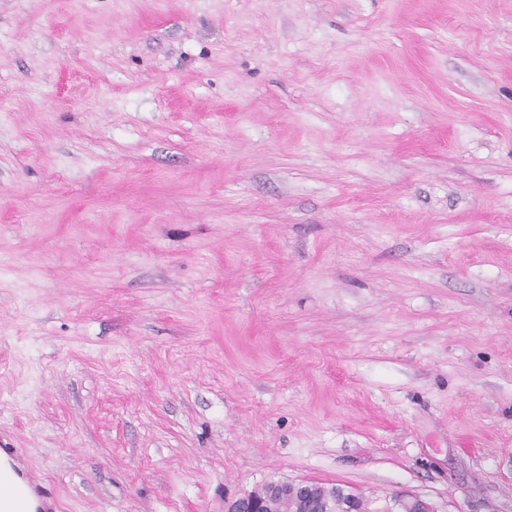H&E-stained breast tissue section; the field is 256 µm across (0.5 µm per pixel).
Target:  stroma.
I'll return each mask as SVG.
<instances>
[{
	"instance_id": "35a3bbf8",
	"label": "stroma",
	"mask_w": 512,
	"mask_h": 512,
	"mask_svg": "<svg viewBox=\"0 0 512 512\" xmlns=\"http://www.w3.org/2000/svg\"><path fill=\"white\" fill-rule=\"evenodd\" d=\"M0 440L512 512V0H0Z\"/></svg>"
}]
</instances>
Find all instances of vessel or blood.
Segmentation results:
<instances>
[{
	"mask_svg": "<svg viewBox=\"0 0 512 512\" xmlns=\"http://www.w3.org/2000/svg\"><path fill=\"white\" fill-rule=\"evenodd\" d=\"M0 452L9 461L8 468L0 470V512H53L54 492L24 476L21 470L24 449L5 443L0 445Z\"/></svg>",
	"mask_w": 512,
	"mask_h": 512,
	"instance_id": "1",
	"label": "vessel or blood"
}]
</instances>
